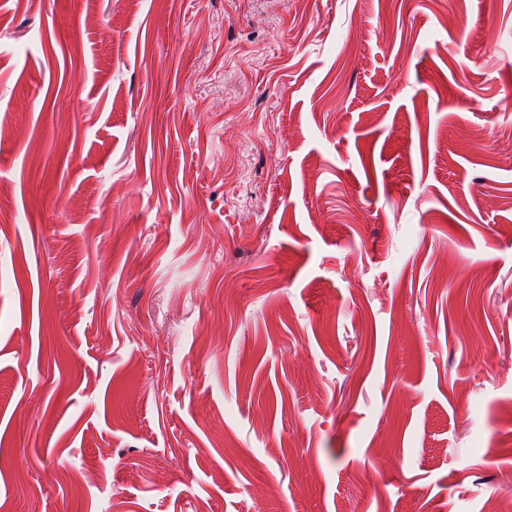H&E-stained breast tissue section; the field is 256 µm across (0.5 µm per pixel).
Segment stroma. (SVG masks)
Masks as SVG:
<instances>
[{
    "label": "stroma",
    "mask_w": 512,
    "mask_h": 512,
    "mask_svg": "<svg viewBox=\"0 0 512 512\" xmlns=\"http://www.w3.org/2000/svg\"><path fill=\"white\" fill-rule=\"evenodd\" d=\"M509 496L512 0H0V512Z\"/></svg>",
    "instance_id": "obj_1"
}]
</instances>
